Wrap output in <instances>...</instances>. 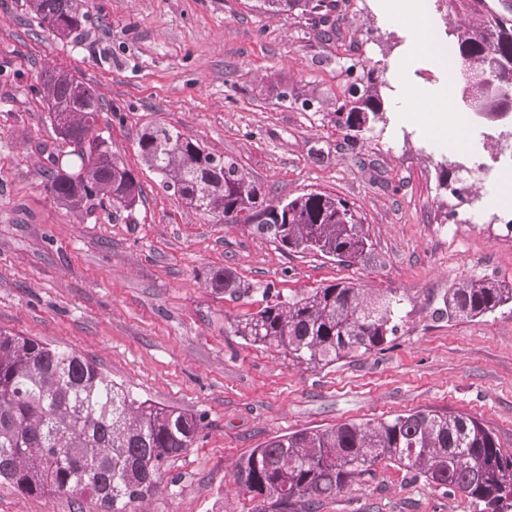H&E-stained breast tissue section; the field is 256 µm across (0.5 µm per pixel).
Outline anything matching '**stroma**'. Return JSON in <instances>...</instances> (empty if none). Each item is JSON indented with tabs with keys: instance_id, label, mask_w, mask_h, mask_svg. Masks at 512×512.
I'll use <instances>...</instances> for the list:
<instances>
[{
	"instance_id": "obj_1",
	"label": "stroma",
	"mask_w": 512,
	"mask_h": 512,
	"mask_svg": "<svg viewBox=\"0 0 512 512\" xmlns=\"http://www.w3.org/2000/svg\"><path fill=\"white\" fill-rule=\"evenodd\" d=\"M24 0H0V330L68 347L135 395L202 419L196 442L164 462L144 512H251L234 466L274 437L417 410L478 419L512 452V310L480 322L438 319L460 277L512 281V244L488 224L448 229L451 180L473 184L465 155L425 131L430 110L401 109L408 91L464 80L412 53L414 28L390 0H338L337 36L310 16L271 15L254 0H85L86 35L59 41L31 22ZM512 18V0L488 9L429 8L448 29ZM376 65L383 111L357 140L336 124L355 75L348 57ZM49 68L71 71L102 104L98 130L138 176L131 218L111 207L82 213L45 187L59 142L42 92ZM177 128L237 160L271 196L325 192L353 204L369 235L361 259L341 264L286 252L241 224L185 206L145 166L147 127ZM228 269L273 291L350 282L404 299L385 350L326 367L297 365L246 344L230 321L255 312L261 294L232 300L212 290ZM0 512H98L85 493L28 496L0 482ZM316 512H470L460 495L378 462Z\"/></svg>"
}]
</instances>
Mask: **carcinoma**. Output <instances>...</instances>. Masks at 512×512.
Masks as SVG:
<instances>
[{
    "label": "carcinoma",
    "instance_id": "1",
    "mask_svg": "<svg viewBox=\"0 0 512 512\" xmlns=\"http://www.w3.org/2000/svg\"><path fill=\"white\" fill-rule=\"evenodd\" d=\"M264 12L315 16L330 22L337 0H255ZM26 11L63 41L82 35V0H25ZM488 33L452 30L465 71L497 64L496 83L512 94V19L488 21ZM44 100L56 135L74 159L47 170V189L60 205L83 211L107 202L131 212L141 187L134 171L95 133L102 110L94 90L74 74H42ZM381 111L377 91L340 103L336 123L359 132ZM144 164L185 204L226 224H246L293 253L351 263L368 245L354 206L322 192L290 200L269 198L239 163L212 154L173 127L156 125L137 140ZM233 300L260 289L226 270L209 278ZM257 312L229 323L245 342L273 348L293 363L325 367L382 351L403 318L404 299L369 293L349 282L311 291L278 292ZM512 309V287L464 277L448 288L441 319L480 320ZM201 418L160 407L112 381L93 361L68 348L0 332V479L30 496L88 492L101 512H136L156 487L164 461L190 448ZM386 459L459 494L475 512H512V453L495 434L464 415L413 411L390 419L344 422L277 436L239 458L235 483L256 502L253 512H310Z\"/></svg>",
    "mask_w": 512,
    "mask_h": 512
}]
</instances>
